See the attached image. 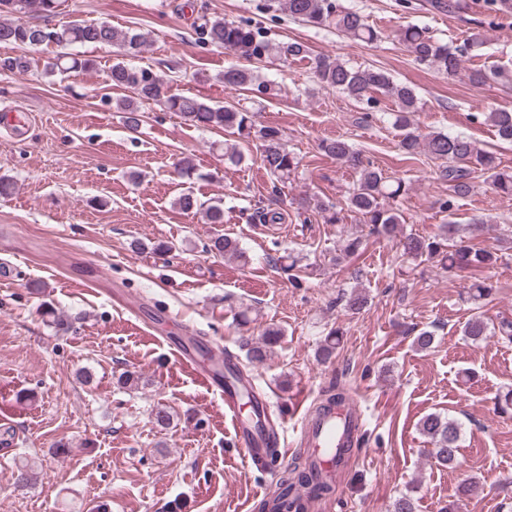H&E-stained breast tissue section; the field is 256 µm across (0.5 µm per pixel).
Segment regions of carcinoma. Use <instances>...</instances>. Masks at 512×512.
<instances>
[{
	"label": "carcinoma",
	"instance_id": "1",
	"mask_svg": "<svg viewBox=\"0 0 512 512\" xmlns=\"http://www.w3.org/2000/svg\"><path fill=\"white\" fill-rule=\"evenodd\" d=\"M60 0H0V44L18 45L44 50L50 46L61 52L48 58L44 72L47 75L73 71L89 72L96 68V60L84 55L72 54L67 49L76 45H112L119 48L121 59L110 67L112 86L130 92L117 102L126 112V125L135 129L141 122L140 108L146 103L161 102L164 107L178 114L190 125L203 130L220 129L241 139L258 142L259 157L263 167L276 180L290 176L299 165L293 153L284 144L282 130L276 126L258 125L254 113L234 105L210 104L196 97L179 94L160 95L165 82L151 67L138 66L131 60L140 56L147 45V37L132 30H118L105 21H72L64 25H52L48 19L57 14ZM280 9L294 19L314 27H333L348 38L366 44L381 38V32L369 24L361 13L345 9L335 0H278ZM28 16L43 18L41 24L24 21ZM202 38L213 45L233 52L241 65L224 69L221 80L224 86L250 90L262 84L258 76L244 63H259L277 56L282 61L304 60L309 51L305 44L293 41L275 44L261 28L248 22L229 21L222 17L206 19L198 26ZM399 40L414 55L415 60L436 71L454 77L463 69V57L469 50L482 45L481 34L474 33L460 46L443 42L429 34L428 29L408 26L401 30ZM28 61L21 57H0V72H23ZM313 75L316 82L334 89L358 102L371 103L372 92H378L397 105L392 113V126L399 138L400 150L410 159L420 152L440 162L439 176L448 182V198L440 203L443 211H451L457 203L468 197L475 188V179L484 181L497 194L512 197V169L501 167L494 152L484 149L463 135H450L442 131L424 133L414 120L419 110V98L409 86L395 82L390 75L372 66H351L337 58L321 55L314 59ZM486 119L495 128L499 140L512 143V107L495 108ZM321 151L336 162L351 168L356 181L347 199L350 211L356 213L369 226V233L384 238H399L401 256L415 261L437 260L443 269L481 270L493 266L498 257L492 252L470 243L471 238L482 231L483 225L469 224L467 228L453 222L442 224L439 232L429 236L400 235L398 215L386 205L408 194L410 183L403 178H389L381 170L363 160L343 138L327 139L320 144ZM175 204L185 213L204 211L206 223H224V209L219 205L204 207L191 191H184ZM314 208L326 224H338L340 212L320 200ZM207 251L216 255L241 257L244 254L239 241L220 234L210 239ZM489 326L483 314L474 312L463 327L464 335L477 341L488 335ZM283 336L281 329L268 326L261 339L247 345V358L253 364H261L267 358L268 349ZM341 334L337 329L327 332L320 346L318 358L329 361L340 345ZM224 383L230 384L236 393H242L240 384L243 372L230 363L233 356L226 352ZM420 434L432 445L431 456L441 466L452 468L457 463L462 424L455 418L440 413H429L419 420ZM336 479H317L310 451L297 454L289 469L278 481L276 490L261 504L262 512H306L298 490L313 486L316 495L326 497L335 492Z\"/></svg>",
	"mask_w": 512,
	"mask_h": 512
}]
</instances>
